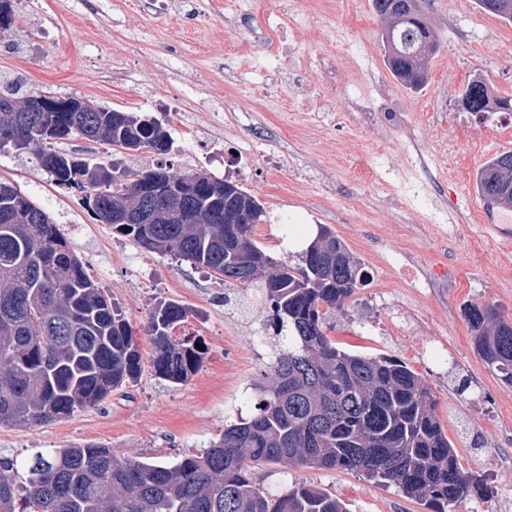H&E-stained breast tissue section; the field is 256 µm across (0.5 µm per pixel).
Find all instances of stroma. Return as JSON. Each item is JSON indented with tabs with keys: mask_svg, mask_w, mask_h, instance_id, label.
Wrapping results in <instances>:
<instances>
[{
	"mask_svg": "<svg viewBox=\"0 0 512 512\" xmlns=\"http://www.w3.org/2000/svg\"><path fill=\"white\" fill-rule=\"evenodd\" d=\"M178 2L176 17L130 18L127 0H22L11 26L0 30V86L20 78L28 92L73 96L157 118L172 148L141 152V167L204 171L244 185L265 211L254 238L276 260L294 263L300 257L279 222L284 213L298 215L297 236L306 243L320 226L331 228L369 273L367 286L334 314L331 339L402 361L424 377L459 464L482 476L490 489L464 499L456 512H503V500H512V447H497L494 425L512 419V385L482 361L462 309L494 306L512 316V241L469 221L477 213L476 174L512 148V129L476 119L459 100L475 78L495 96H512L506 78L512 73V22L483 11L477 0H425L440 49L428 63L427 83L410 90L387 68L383 24L371 0H342L325 31L303 26L302 48L333 59L337 94L360 96L364 111H377L376 87L385 85L390 110L410 113L412 139L355 122L324 144L300 125L278 121L290 97L284 81L268 92L272 116L239 113L241 124H257L265 135L263 143L248 145L209 139L208 124L224 114L225 67L235 69L243 89H250L263 81L262 59L275 45L240 51L242 38L226 34L218 0ZM116 70L126 72L124 83H112ZM162 98L189 100L193 120L157 111ZM245 148L249 168L239 174L227 162ZM280 150L312 161L304 186L290 188L287 173L270 171L264 157ZM379 165L396 169L391 185L364 179V172ZM0 177L17 183L51 215L87 273L133 328L141 330L155 303L174 300L185 306L206 347L197 373L173 388L154 376L153 350L140 333L138 382L49 424L0 427V456L22 462L39 448L99 443L121 456L174 462L200 453L224 426L250 415L243 391L263 382L272 350L256 344L245 319L225 307L219 275L146 252L96 221L78 191L58 187L38 167L34 151L0 150ZM389 196L397 197V208L386 204ZM418 222L447 228V239L415 235L412 226ZM404 252L413 253L428 273L452 268L455 288L436 296L387 287L384 262ZM418 313L428 318L424 328L413 336L395 335L392 320ZM466 377L478 385L479 399L459 393ZM255 475L272 489L292 483L323 488L344 500L350 512H425L397 488L372 484L354 472L264 463Z\"/></svg>",
	"mask_w": 512,
	"mask_h": 512,
	"instance_id": "35a3bbf8",
	"label": "stroma"
}]
</instances>
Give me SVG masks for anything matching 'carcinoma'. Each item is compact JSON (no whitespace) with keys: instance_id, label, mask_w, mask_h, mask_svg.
Returning a JSON list of instances; mask_svg holds the SVG:
<instances>
[{"instance_id":"1","label":"carcinoma","mask_w":512,"mask_h":512,"mask_svg":"<svg viewBox=\"0 0 512 512\" xmlns=\"http://www.w3.org/2000/svg\"><path fill=\"white\" fill-rule=\"evenodd\" d=\"M384 22L381 41L392 75L411 89L427 81L440 48L420 0H372ZM512 20V0H479ZM476 115L512 112V99L489 100L475 78L463 91ZM25 101L0 89V149L36 148L56 185L82 193L99 222L111 224L143 249L170 254L224 277V285L258 290L263 339L277 338L264 372L266 384L252 414L224 428L199 455L169 463L121 457L107 445L44 448L18 465L0 458V512H348L326 490L292 484L277 493L253 468L280 463L361 474L392 484L428 512H455L462 499L484 492L463 471L434 412L426 380L405 363L336 346L328 318L367 284L365 264L327 227L320 228L298 263L274 260L255 239L263 220L258 200L240 186L230 198L224 181L204 172L171 173L167 196L185 192L184 180L212 186L194 199V213L172 207L163 222L112 224V212L131 207L142 172L114 170L92 180L87 167L58 148L78 137L129 151L169 150L167 131L135 112H15ZM503 155L479 171V193L512 204V169ZM246 223L228 224L231 212ZM464 318L489 369L512 384V319L494 307L468 305ZM188 320L175 301L149 312L146 332L155 376L185 384L201 363L196 336H177ZM142 373L133 329L110 297L88 276L58 233L50 214L17 185L0 180V426H34L69 417L104 400Z\"/></svg>"}]
</instances>
